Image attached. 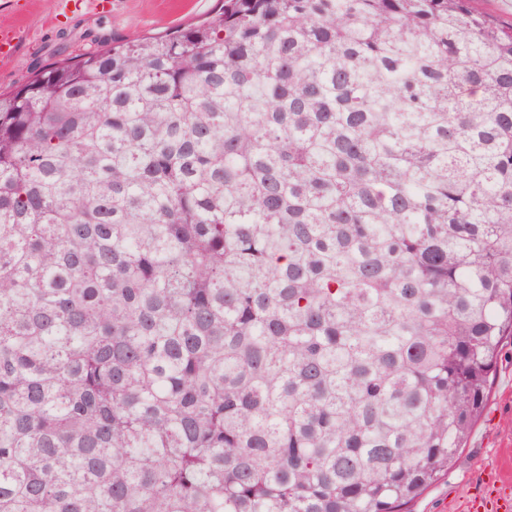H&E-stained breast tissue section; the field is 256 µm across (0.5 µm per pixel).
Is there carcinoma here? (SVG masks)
<instances>
[{"instance_id":"obj_1","label":"carcinoma","mask_w":512,"mask_h":512,"mask_svg":"<svg viewBox=\"0 0 512 512\" xmlns=\"http://www.w3.org/2000/svg\"><path fill=\"white\" fill-rule=\"evenodd\" d=\"M508 337L470 0H224L0 94V512H409Z\"/></svg>"}]
</instances>
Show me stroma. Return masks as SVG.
Here are the masks:
<instances>
[{
    "label": "stroma",
    "instance_id": "stroma-1",
    "mask_svg": "<svg viewBox=\"0 0 512 512\" xmlns=\"http://www.w3.org/2000/svg\"><path fill=\"white\" fill-rule=\"evenodd\" d=\"M218 0H112L98 14L61 0H0V19L20 14L31 31L13 66L0 70V92L14 90L35 67L48 65L112 40L164 34L208 18ZM505 479L512 494V339H505L487 409L466 446L451 461L447 475L428 487L410 512H461L491 472Z\"/></svg>",
    "mask_w": 512,
    "mask_h": 512
}]
</instances>
